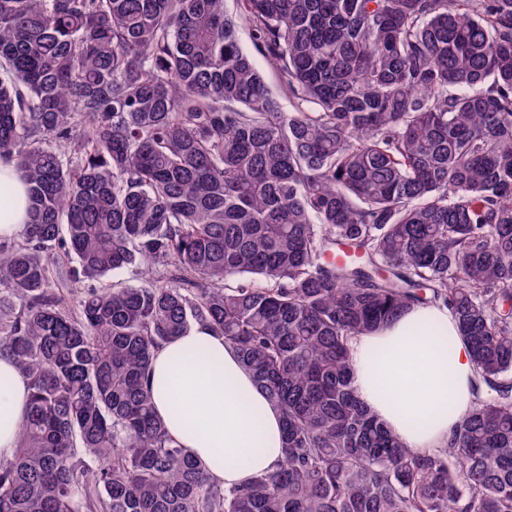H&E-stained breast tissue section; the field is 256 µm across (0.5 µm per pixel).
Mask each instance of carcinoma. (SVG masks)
<instances>
[{"mask_svg":"<svg viewBox=\"0 0 512 512\" xmlns=\"http://www.w3.org/2000/svg\"><path fill=\"white\" fill-rule=\"evenodd\" d=\"M0 162L28 208L0 356L30 387L0 512H512V0H0ZM441 305L474 405L416 452L349 342ZM195 327L283 415L240 487L153 410L154 350ZM240 43L244 51L252 56L256 66L266 74L270 88L274 95L279 99L283 109L285 111H291L293 109V103L282 92L274 69L262 56L255 53L252 46L251 36L247 29L240 31Z\"/></svg>","mask_w":512,"mask_h":512,"instance_id":"obj_1","label":"carcinoma"}]
</instances>
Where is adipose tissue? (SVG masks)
I'll return each instance as SVG.
<instances>
[{
  "label": "adipose tissue",
  "mask_w": 512,
  "mask_h": 512,
  "mask_svg": "<svg viewBox=\"0 0 512 512\" xmlns=\"http://www.w3.org/2000/svg\"><path fill=\"white\" fill-rule=\"evenodd\" d=\"M8 195L0 209V237L21 233L28 221L26 184L0 164ZM360 400L409 448L447 445L470 408L475 377L467 345L446 307H414L350 344ZM155 410L170 433L225 487L247 483L283 457L279 409L223 338L197 329L163 344L148 377ZM29 384L14 361L0 358V458L12 455L25 415Z\"/></svg>",
  "instance_id": "ef3b65f1"
}]
</instances>
